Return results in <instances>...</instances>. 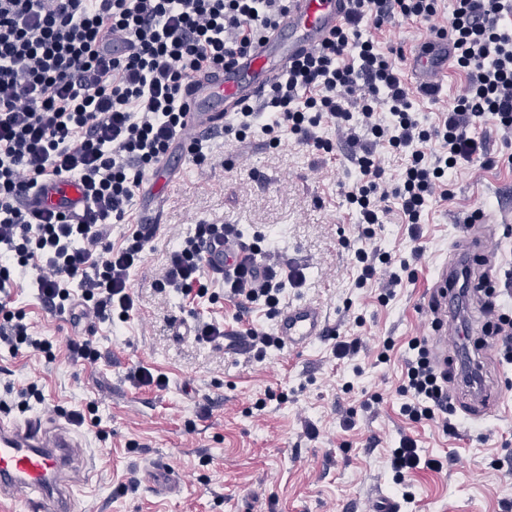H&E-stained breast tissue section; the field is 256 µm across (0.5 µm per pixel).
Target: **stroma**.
<instances>
[{
    "mask_svg": "<svg viewBox=\"0 0 512 512\" xmlns=\"http://www.w3.org/2000/svg\"><path fill=\"white\" fill-rule=\"evenodd\" d=\"M318 133L332 152L310 151L293 137L277 147L257 134L239 141L218 129L205 143L207 165L173 152L164 191L144 183L126 223L112 227L116 246L130 225L155 228L132 276L136 310L127 322L90 328L76 315L45 309L35 289H14V308L25 312L33 334L52 342L54 356L0 348V417L58 420L92 403L101 419L100 427L82 429L90 465L73 487L71 512H372L383 495L400 501L401 512H512V401L497 403L489 416L474 389L456 385V432L448 435L434 421L403 416L399 392L408 343L429 330L440 264L470 256L478 242L512 260V168L449 171L450 196L428 203L419 240L398 211L384 216L375 245L405 257L413 273L385 302L380 284L354 285L353 246L362 229L344 192L358 171L335 127ZM477 211L483 222L466 228ZM202 222L264 235L261 260L305 268V286L286 289L283 299L320 304L328 336L303 352L271 348L262 358L220 339L198 340L201 321L271 325L261 306L222 294L193 301L160 287L172 248ZM338 337L359 338L352 359L333 357ZM86 338L102 354L97 365L69 350L70 340ZM388 339L394 348L382 364L377 355ZM141 365L165 375L167 388L130 382L128 373ZM32 382L44 400L20 411L16 392ZM271 391L287 401L268 400ZM348 417L349 430L342 426ZM310 424L319 430L313 440L305 434ZM405 434L445 459L442 471L420 469L397 485L389 450ZM155 460L180 473V495L163 498L143 485L118 493ZM406 491L412 502H403Z\"/></svg>",
    "mask_w": 512,
    "mask_h": 512,
    "instance_id": "stroma-1",
    "label": "stroma"
}]
</instances>
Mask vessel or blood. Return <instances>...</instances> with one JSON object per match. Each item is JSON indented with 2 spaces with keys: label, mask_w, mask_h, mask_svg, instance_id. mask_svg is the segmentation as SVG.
<instances>
[{
  "label": "vessel or blood",
  "mask_w": 512,
  "mask_h": 512,
  "mask_svg": "<svg viewBox=\"0 0 512 512\" xmlns=\"http://www.w3.org/2000/svg\"><path fill=\"white\" fill-rule=\"evenodd\" d=\"M346 0H291L280 27L253 54L237 58L215 78L193 81L187 99L186 127H219L236 103L261 97L266 86L301 52L316 48L339 27ZM457 53L450 33L433 31L421 43L402 52L405 69L416 86L431 88L447 80ZM36 199L43 208L77 211L84 205L82 190L70 180L49 182ZM270 330L282 347L302 351L323 339L328 331L321 307L296 302L282 308ZM87 462L86 450L70 428H50L43 417L24 425L0 419V495L19 502L23 512H68L73 474ZM157 495L172 497L182 479L167 463L146 471Z\"/></svg>",
  "instance_id": "vessel-or-blood-1"
}]
</instances>
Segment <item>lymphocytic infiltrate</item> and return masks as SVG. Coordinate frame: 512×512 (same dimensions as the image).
<instances>
[{
	"label": "lymphocytic infiltrate",
	"mask_w": 512,
	"mask_h": 512,
	"mask_svg": "<svg viewBox=\"0 0 512 512\" xmlns=\"http://www.w3.org/2000/svg\"><path fill=\"white\" fill-rule=\"evenodd\" d=\"M289 0H0V341L10 351L51 354L52 344L32 335L12 308L14 270L52 311L81 309L100 322L131 315V274L149 241L133 228L126 245L108 239L111 222L123 221L136 191L174 150L194 162L207 160L202 138L185 140V95L201 76H214L236 57L254 50L288 12ZM512 0H456L439 21L437 0H348L342 25L317 48L288 65L261 101L241 102L224 125L225 135L245 140L258 131L269 144L297 136L301 144L329 151L318 135L322 125L345 135L358 170L345 200L360 215L365 238L396 201L412 239H419L430 198H447L444 177L462 166H493L483 139L472 135L480 122L512 130V28L501 26ZM402 16L449 31L457 44L456 65L467 76L465 94L426 127L417 97L438 101V88L409 87L401 74V52L359 39L362 23L381 28ZM388 114L379 122L377 111ZM270 113L261 122L262 113ZM400 161L396 181L384 187L381 148ZM60 177L77 182L86 206L75 217L32 208L30 195ZM244 235L235 224H199L169 256L163 284L182 296L201 299L214 282L202 255L213 243ZM251 252L234 256L223 277L228 295L275 316L286 289L302 287L301 268H258ZM357 287L384 275L385 297H393L410 269L401 255L380 249L355 251ZM487 255L475 266L488 265ZM475 266L452 270L456 296L480 294L482 330L495 338L500 359L512 364V315L503 312L488 273ZM400 391L402 415L433 420L454 434L450 382L481 383L480 363L467 359L440 370L426 340L409 343ZM393 479L404 484L417 469L441 470L440 458L424 454L404 435L391 450Z\"/></svg>",
	"instance_id": "f902f5d3"
}]
</instances>
